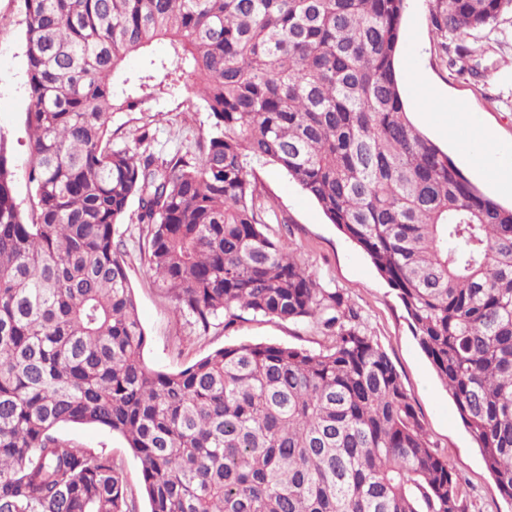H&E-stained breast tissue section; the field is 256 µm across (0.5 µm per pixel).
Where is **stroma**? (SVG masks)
<instances>
[{"label":"stroma","instance_id":"stroma-1","mask_svg":"<svg viewBox=\"0 0 512 512\" xmlns=\"http://www.w3.org/2000/svg\"><path fill=\"white\" fill-rule=\"evenodd\" d=\"M434 5L435 0H408L397 64L407 108L424 135L448 151L470 181L497 202L511 204L512 192L477 174L465 161L460 142L448 137L445 116L455 111L465 130L488 129L500 142L512 145V11L475 33V43L490 46L491 54L483 61V76L474 77L451 73L445 48L454 38L436 30ZM24 19V0H0V142L20 168L27 161L28 142ZM194 97L187 88L180 95H163L133 110L114 109L113 145H133L144 132L148 138L142 147L155 155L196 151L210 118L202 107L185 108V100ZM256 175L280 217L279 223L269 225V235L293 251L324 287L346 293L363 329L395 365L429 441L447 452L461 479L465 512H512V500L500 494L486 470L446 387L414 338L395 291L366 253L330 223L317 202L284 170L268 163L257 166ZM116 237L122 242V259L146 336L143 360L148 367L175 372L216 349L240 344L275 343L311 353L322 349L323 337L310 321L257 316L240 309L212 318L208 332H200L190 315L175 312L166 290L149 274L145 226L127 217L118 225ZM58 436L68 446L112 455L140 512H145L140 464L121 436L79 425L62 427Z\"/></svg>","mask_w":512,"mask_h":512}]
</instances>
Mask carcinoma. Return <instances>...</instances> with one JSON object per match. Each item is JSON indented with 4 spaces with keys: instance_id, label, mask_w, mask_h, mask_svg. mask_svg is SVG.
<instances>
[{
    "instance_id": "carcinoma-1",
    "label": "carcinoma",
    "mask_w": 512,
    "mask_h": 512,
    "mask_svg": "<svg viewBox=\"0 0 512 512\" xmlns=\"http://www.w3.org/2000/svg\"><path fill=\"white\" fill-rule=\"evenodd\" d=\"M408 0H25L29 209L0 145V512H138L98 426L139 461L148 512H464L392 361L340 291L263 231L255 165L283 168L397 292L501 495L512 500V207L411 121L395 60ZM512 0H436L459 40ZM158 39L166 57L148 54ZM143 56L123 73L125 59ZM131 107L182 86L198 155L112 147ZM147 267L202 329L234 308L313 319L318 353L218 349L169 373L117 245L131 201ZM57 435L68 446L112 454L123 472L124 481L136 500L138 510H147V501L142 491L140 464L125 448L126 443L121 436L101 427L79 425L62 427Z\"/></svg>"
}]
</instances>
